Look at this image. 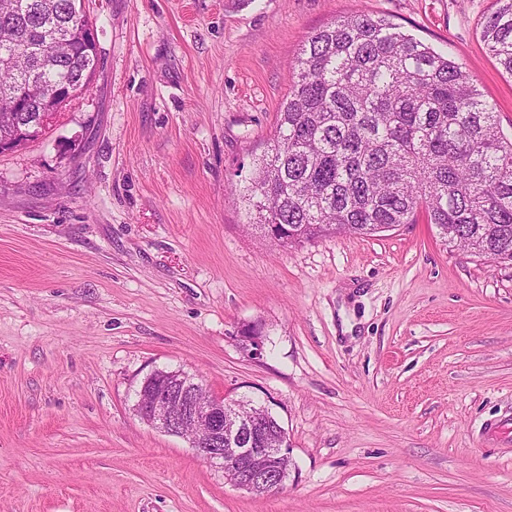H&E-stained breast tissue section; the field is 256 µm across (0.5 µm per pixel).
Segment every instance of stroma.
Here are the masks:
<instances>
[{
  "label": "stroma",
  "instance_id": "stroma-1",
  "mask_svg": "<svg viewBox=\"0 0 512 512\" xmlns=\"http://www.w3.org/2000/svg\"><path fill=\"white\" fill-rule=\"evenodd\" d=\"M493 4L83 0L91 95L0 154V512H512V265L422 220L277 248L233 194L307 37L361 12L448 54L511 136ZM155 370L270 407L283 490L143 422Z\"/></svg>",
  "mask_w": 512,
  "mask_h": 512
}]
</instances>
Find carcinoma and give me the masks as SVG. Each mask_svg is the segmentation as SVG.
Here are the masks:
<instances>
[{"label": "carcinoma", "mask_w": 512, "mask_h": 512, "mask_svg": "<svg viewBox=\"0 0 512 512\" xmlns=\"http://www.w3.org/2000/svg\"><path fill=\"white\" fill-rule=\"evenodd\" d=\"M0 12V88L18 86L25 55L71 39L41 73L47 89L91 93L99 66L72 20L78 0H13ZM481 38L512 76V0H495ZM238 197L250 226L285 247L330 235L373 236L419 214L449 248L512 262V136L450 57L385 17L338 19L308 37L292 66L275 134Z\"/></svg>", "instance_id": "carcinoma-1"}]
</instances>
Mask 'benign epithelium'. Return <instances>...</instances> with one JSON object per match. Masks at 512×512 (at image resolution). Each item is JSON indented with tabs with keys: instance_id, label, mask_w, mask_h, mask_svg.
<instances>
[{
	"instance_id": "7a95c632",
	"label": "benign epithelium",
	"mask_w": 512,
	"mask_h": 512,
	"mask_svg": "<svg viewBox=\"0 0 512 512\" xmlns=\"http://www.w3.org/2000/svg\"><path fill=\"white\" fill-rule=\"evenodd\" d=\"M34 81L14 93L15 105L6 114L9 133L0 137V153L17 151L38 139L55 124V100L60 90L46 91L37 78L44 58L33 57ZM242 345L260 357L264 342L260 332L240 334ZM180 371H155L143 382L135 404L137 416L170 435L185 438L203 459L224 471L234 486L255 495L271 496L284 486L294 467L288 434L263 405L245 404L227 395L199 396L201 383L187 390L173 385Z\"/></svg>"
}]
</instances>
